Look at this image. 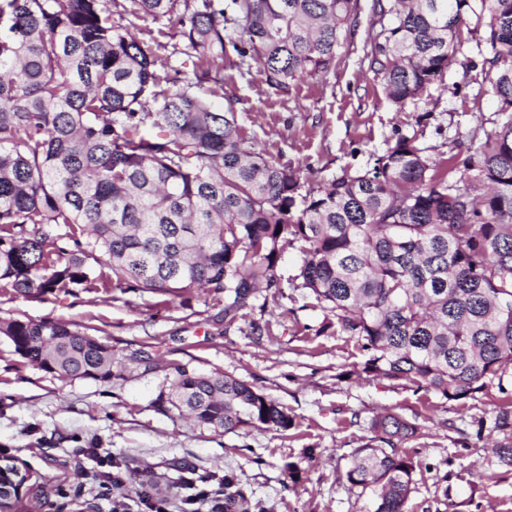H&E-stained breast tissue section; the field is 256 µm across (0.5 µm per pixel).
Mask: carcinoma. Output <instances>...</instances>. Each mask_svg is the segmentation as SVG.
<instances>
[{
    "mask_svg": "<svg viewBox=\"0 0 512 512\" xmlns=\"http://www.w3.org/2000/svg\"><path fill=\"white\" fill-rule=\"evenodd\" d=\"M358 0H0V281L25 298L61 288L177 297L224 295L238 312L283 294L284 250L304 255L295 287L354 339L361 372L404 379L448 401L497 385L476 435L512 467V0H390L371 63L402 107L455 61L467 17L485 27V77L500 102L479 146L431 159L400 136L373 171L343 172L301 194L298 172L245 147L235 112L217 110L227 47L268 85L326 73ZM177 28L182 46H148L114 19ZM176 54L193 80L168 92ZM100 255L108 272L87 260ZM40 369L90 378L112 366L95 336L49 319L0 321ZM158 407L207 427L288 429L254 386L185 365ZM347 481L371 512H407L421 464L401 446L417 426L384 410Z\"/></svg>",
    "mask_w": 512,
    "mask_h": 512,
    "instance_id": "1",
    "label": "carcinoma"
}]
</instances>
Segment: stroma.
<instances>
[{
  "mask_svg": "<svg viewBox=\"0 0 512 512\" xmlns=\"http://www.w3.org/2000/svg\"><path fill=\"white\" fill-rule=\"evenodd\" d=\"M373 5L359 0L329 73L296 78L282 91L258 65L224 70L219 105L233 107L247 147L298 169L305 188L372 169L401 135H418L431 157L449 156L496 117L472 41L442 81L396 107L369 68L382 25ZM253 318L269 322L270 335H245ZM10 319L97 331L114 361L111 379L71 380L29 363L0 336V457L30 476L13 512H109L98 480L101 451L124 478L115 496L125 512H151L160 498L167 512H187L190 496L223 491L228 478L248 512H367V494L345 472L385 408L418 427L405 445L421 462L408 512H512V469L494 462L496 435H477L475 426L490 414L497 388L449 402L403 380L359 376L364 356L355 341L323 329L324 313L303 289L285 288L228 330L220 296L63 288L34 300L0 281V320ZM142 350L156 354L154 370L138 364ZM178 365L253 385L286 408L292 427L227 432L160 410L155 400ZM290 463L299 469L293 480L284 474ZM443 481L444 504L436 497Z\"/></svg>",
  "mask_w": 512,
  "mask_h": 512,
  "instance_id": "35a3bbf8",
  "label": "stroma"
}]
</instances>
